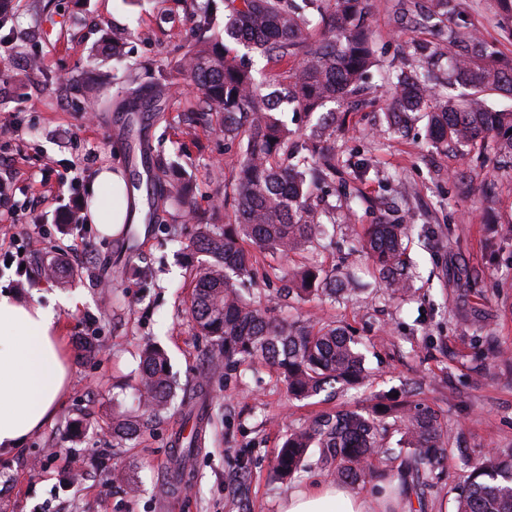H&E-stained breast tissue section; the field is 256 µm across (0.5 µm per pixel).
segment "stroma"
<instances>
[{"label": "stroma", "instance_id": "obj_1", "mask_svg": "<svg viewBox=\"0 0 512 512\" xmlns=\"http://www.w3.org/2000/svg\"><path fill=\"white\" fill-rule=\"evenodd\" d=\"M462 3L511 60L505 30L512 23L496 15L493 0ZM366 23L379 60L367 75L376 100L351 112L334 144L336 183L363 202L351 222L336 209L334 237L324 247L301 256L266 253L259 267L318 264L350 274L356 290L348 299L296 301L289 313L351 327L369 344L366 364L375 379L367 388L298 401L264 364L226 369L189 314L193 274L180 254L192 226L169 240L164 228L178 217L139 147L179 161L195 186L197 216L223 223L232 212L224 178L238 148L205 128L184 138L182 115L198 89L180 84L158 112L93 114L77 87L90 53H99L101 72L112 75L104 47L116 37L125 61L163 66L192 34L182 0H15L0 26V39L12 48L0 61L9 73L0 83V176L10 178L15 203L30 215L0 223V254L23 249L29 259L23 275L0 261V289L58 306L69 384L51 421L14 454L0 456V512H281L291 491L330 481L315 463L289 484L275 479L272 460L287 429L324 410L360 407L375 392L402 401L416 396L438 410L448 458L440 478L409 493L384 479L353 486L373 512H382L385 488L409 512H454L465 459L512 449V357L492 354L512 348V167L492 151L455 157L433 149L422 118L404 136L377 135L402 49L434 34L398 24L395 0H368ZM33 57L41 71H30ZM363 162L370 172L355 178ZM104 166L122 168L145 189L140 223L111 237L89 223H60L67 209L83 206L87 185ZM380 218L412 227L405 262L414 292L403 300L384 294L354 248L360 230ZM61 251L72 253L80 275L57 285L41 268ZM153 341L170 357L177 397L192 396L201 381L207 389L205 442L178 490L170 440L192 428L186 407L174 405L125 447L112 442V413L131 408L139 354ZM57 451L75 461L74 486L57 475ZM117 469L123 480H113Z\"/></svg>", "mask_w": 512, "mask_h": 512}]
</instances>
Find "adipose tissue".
I'll return each mask as SVG.
<instances>
[{"label":"adipose tissue","instance_id":"ef3b65f1","mask_svg":"<svg viewBox=\"0 0 512 512\" xmlns=\"http://www.w3.org/2000/svg\"><path fill=\"white\" fill-rule=\"evenodd\" d=\"M89 220L106 236L136 223L140 202L120 169L103 167L87 188ZM53 306L0 289V455L12 454L51 418L68 382ZM282 512H366L363 499L340 485L289 493Z\"/></svg>","mask_w":512,"mask_h":512}]
</instances>
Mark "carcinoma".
<instances>
[{
  "label": "carcinoma",
  "instance_id": "cac0c4a2",
  "mask_svg": "<svg viewBox=\"0 0 512 512\" xmlns=\"http://www.w3.org/2000/svg\"><path fill=\"white\" fill-rule=\"evenodd\" d=\"M368 0H224L222 23L211 0H191L198 24L181 56L153 77L156 98L183 79L197 86L184 134L197 127L218 128L238 144L240 159L224 183V200L233 202V220L198 224L194 246L208 256L196 271L190 313L198 332L215 342L224 363L249 367L262 361L276 369L288 396L308 400L338 389L369 385L372 371L348 327L305 319L292 321L270 301L246 288L257 273V255L306 253L329 212L312 206L316 186L333 183L336 157L329 143L345 118L366 95L365 74L376 63L364 21ZM461 0H426L422 25L462 46L446 81L423 65L392 80L394 103L384 113V132L399 133L420 114L427 119L428 141L442 148L471 151L495 136L493 150L512 160V111L492 109L488 100L512 93V63L498 52L479 26L456 18ZM259 53L271 65L269 83L258 80L236 46ZM342 109H326L329 103ZM317 115L302 136L280 118L287 110ZM165 200L182 216L193 214L192 188L185 180L166 185ZM410 225L381 221L368 227L361 248L389 295L413 293L404 268V239ZM298 296L334 301L351 291L336 270L312 266L282 273ZM312 281H307V278ZM134 400L139 415L112 414V440L120 447L142 431L141 419L159 418L172 406L173 382L166 351L149 345L141 354ZM202 443L195 428L179 435L173 449L172 479L180 481ZM338 481L358 485L379 476L378 466L398 462L404 487L430 478L445 457L444 430L435 410L421 400L397 403L378 394L356 409L323 412L292 428L274 457L273 473L282 480L297 475L311 449ZM469 474L460 487L456 512H512V450L488 452L467 460Z\"/></svg>",
  "mask_w": 512,
  "mask_h": 512
}]
</instances>
